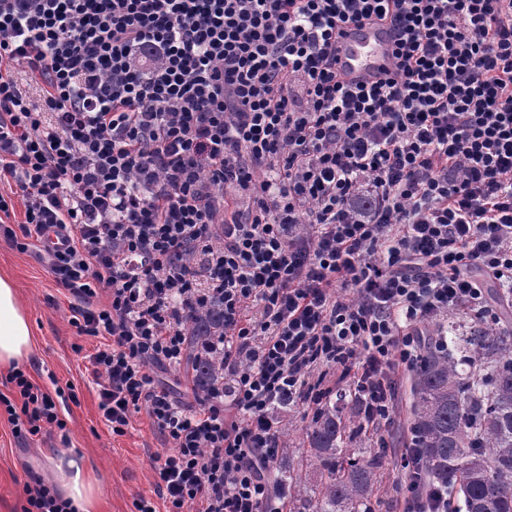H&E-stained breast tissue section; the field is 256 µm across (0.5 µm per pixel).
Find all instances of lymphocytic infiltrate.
<instances>
[{
    "label": "lymphocytic infiltrate",
    "instance_id": "obj_1",
    "mask_svg": "<svg viewBox=\"0 0 512 512\" xmlns=\"http://www.w3.org/2000/svg\"><path fill=\"white\" fill-rule=\"evenodd\" d=\"M391 19L372 87L336 70L344 25ZM0 234L71 297L112 435L146 412L155 498L135 512H285L282 405L350 383L390 423L424 329L512 292V0H0ZM15 225H8V218ZM224 380L187 405L156 376L186 325ZM15 437L64 428L20 370ZM398 512H447L400 439ZM224 329V313L220 307L212 306L210 309L198 313L187 325V339L189 347H194L199 341L212 338Z\"/></svg>",
    "mask_w": 512,
    "mask_h": 512
}]
</instances>
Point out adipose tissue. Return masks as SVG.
Masks as SVG:
<instances>
[{
    "label": "adipose tissue",
    "mask_w": 512,
    "mask_h": 512,
    "mask_svg": "<svg viewBox=\"0 0 512 512\" xmlns=\"http://www.w3.org/2000/svg\"><path fill=\"white\" fill-rule=\"evenodd\" d=\"M38 348L12 282L0 276V370L28 361ZM51 462L59 474L58 492L73 512H97V479L82 449L61 448Z\"/></svg>",
    "instance_id": "obj_1"
}]
</instances>
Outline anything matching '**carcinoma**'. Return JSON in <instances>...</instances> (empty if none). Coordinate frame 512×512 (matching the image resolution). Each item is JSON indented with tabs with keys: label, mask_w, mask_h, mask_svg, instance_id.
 I'll list each match as a JSON object with an SVG mask.
<instances>
[{
	"label": "carcinoma",
	"mask_w": 512,
	"mask_h": 512,
	"mask_svg": "<svg viewBox=\"0 0 512 512\" xmlns=\"http://www.w3.org/2000/svg\"><path fill=\"white\" fill-rule=\"evenodd\" d=\"M223 329L221 308L198 313L187 325L189 347ZM448 334L444 352L427 342L414 382L411 426L422 438V482L448 492V512H512V327L474 320L461 332L448 326ZM189 363L200 393L224 378L219 355ZM358 420L356 406L324 403L303 438L311 483L290 464L288 431L279 432L272 490L288 512H373L380 461L357 459L348 448L362 431Z\"/></svg>",
	"instance_id": "cac0c4a2"
}]
</instances>
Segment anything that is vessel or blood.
<instances>
[{"label":"vessel or blood","instance_id":"1","mask_svg":"<svg viewBox=\"0 0 512 512\" xmlns=\"http://www.w3.org/2000/svg\"><path fill=\"white\" fill-rule=\"evenodd\" d=\"M394 31L389 24L363 22L344 27L336 42L337 67L353 86L377 84L393 59Z\"/></svg>","mask_w":512,"mask_h":512}]
</instances>
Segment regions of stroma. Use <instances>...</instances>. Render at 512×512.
I'll use <instances>...</instances> for the list:
<instances>
[{"label":"stroma","instance_id":"stroma-1","mask_svg":"<svg viewBox=\"0 0 512 512\" xmlns=\"http://www.w3.org/2000/svg\"><path fill=\"white\" fill-rule=\"evenodd\" d=\"M0 274L8 276L28 311L40 342L36 356L22 369L42 390L55 394L65 429L44 432L33 441L14 437L0 410V512H22L24 485L31 477L55 484L48 458L58 448H81L99 479L101 512H135L140 496H153L156 476L150 456L162 450L146 413L135 414L127 434L112 436L98 410V393L86 377L79 338L70 324L69 301L57 290L52 275L31 254L16 250L0 237ZM74 386L76 399L63 396Z\"/></svg>","mask_w":512,"mask_h":512}]
</instances>
